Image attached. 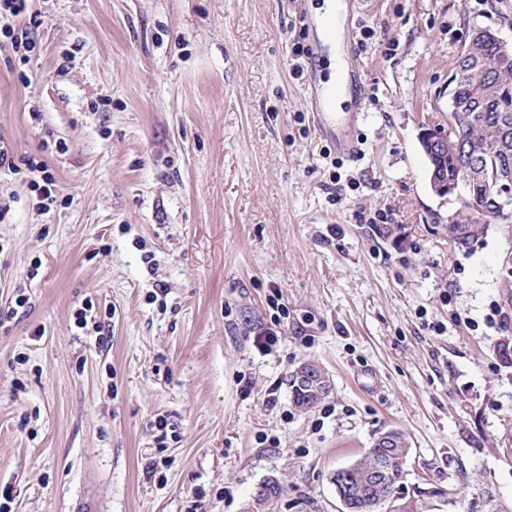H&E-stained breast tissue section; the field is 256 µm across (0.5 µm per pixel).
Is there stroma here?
<instances>
[{
	"mask_svg": "<svg viewBox=\"0 0 512 512\" xmlns=\"http://www.w3.org/2000/svg\"><path fill=\"white\" fill-rule=\"evenodd\" d=\"M324 6L30 0L28 62L0 42V138L65 194L43 212L0 174L11 512H247L270 477L269 512H338L336 471L391 428L404 495L479 481L512 503V327L488 323L512 314V206L455 250L460 202L419 143L472 27L512 39V0H345L349 46L316 66L293 48ZM340 60L352 155L309 101ZM87 305L101 332L77 328ZM308 360L332 391L303 412ZM293 373L296 384L321 380L327 381L329 385L332 384L330 377L325 371L321 370L318 366L307 362L297 367ZM296 384L293 383V385H291L292 399L294 405L302 410L313 408L317 403L325 399L332 390L331 387L324 388L321 386L320 388H312L297 386Z\"/></svg>",
	"mask_w": 512,
	"mask_h": 512,
	"instance_id": "obj_1",
	"label": "stroma"
}]
</instances>
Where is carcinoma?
Wrapping results in <instances>:
<instances>
[{"instance_id":"obj_1","label":"carcinoma","mask_w":512,"mask_h":512,"mask_svg":"<svg viewBox=\"0 0 512 512\" xmlns=\"http://www.w3.org/2000/svg\"><path fill=\"white\" fill-rule=\"evenodd\" d=\"M468 54L478 59L487 70L488 83L479 85L463 80L456 85V109H448V154L443 157V169L448 181L457 182L465 193L463 214L448 224V238L454 248L463 251L484 234L482 217L500 216V199L485 183L475 176L462 161L457 151L460 139L483 152V165L512 170V147L500 150L504 132L512 135V60L501 57L497 41L486 38L468 45ZM294 405L302 410L314 407L330 393L331 388L291 385ZM378 466L386 468V480L380 487L369 482V473ZM403 476L401 456L391 457L376 437L370 448L353 464L336 472L334 482L340 484L350 506V512H363L368 504L387 510L395 504L406 505V512H425V498L399 496Z\"/></svg>"}]
</instances>
